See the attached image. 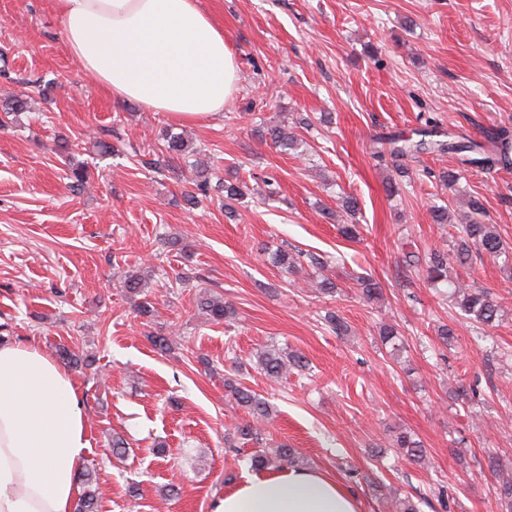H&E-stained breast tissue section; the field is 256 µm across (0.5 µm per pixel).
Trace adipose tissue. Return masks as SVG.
I'll use <instances>...</instances> for the list:
<instances>
[{"label": "adipose tissue", "instance_id": "adipose-tissue-1", "mask_svg": "<svg viewBox=\"0 0 512 512\" xmlns=\"http://www.w3.org/2000/svg\"><path fill=\"white\" fill-rule=\"evenodd\" d=\"M68 54L113 97L200 123L238 82L224 32L195 0H53ZM89 448L72 373L35 343L0 341V512H74ZM213 512H359L325 472L256 474Z\"/></svg>", "mask_w": 512, "mask_h": 512}]
</instances>
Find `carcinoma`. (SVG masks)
<instances>
[{"label": "carcinoma", "instance_id": "1", "mask_svg": "<svg viewBox=\"0 0 512 512\" xmlns=\"http://www.w3.org/2000/svg\"><path fill=\"white\" fill-rule=\"evenodd\" d=\"M271 140L282 146L291 147L297 143V134L282 126H274L268 130ZM165 148L174 157L193 156L197 149L185 139L181 133L166 132ZM382 150L376 152V157L384 160L391 159L399 174L407 173L405 162L419 154L448 155L455 160L458 168H450L439 174V181L449 191H455L463 171L466 168H478L485 171L512 169V131L501 127L490 133L485 140L475 141L452 131L444 132L436 126L417 129L411 136L401 134L391 135L381 140ZM224 189V212L231 216L235 213L234 203L243 197L242 186L230 180L222 184ZM470 211L468 222L457 225L459 236L455 240L452 254L457 263L467 264L472 260L473 253H481L494 258L508 255L507 248L495 225L482 221L484 207L478 197H470L467 202ZM448 255L436 251L430 253L425 263L427 279L433 284L448 282ZM363 298L372 300L379 297L381 288L373 278L359 276L356 278ZM451 302L468 320L481 326L492 328L499 324L502 318V308L490 292L475 288L471 285L455 284L450 295ZM199 307L209 320L220 322L230 319L235 314L231 305L217 295L205 294L200 297ZM257 366L265 375L283 377L292 369L305 368L304 357L297 353H288L275 346H266L257 354ZM225 388L236 405L246 409L255 421L270 418L269 406L259 395L243 385L230 379L225 380ZM398 447L405 449L407 457L419 461L423 457L421 441L407 433L396 437ZM297 459L293 448L280 447L274 454L257 451L250 457V464L256 470L276 469L283 462L293 463ZM489 470L498 475L497 494L505 506L512 510V478L499 473L498 463L488 460ZM84 490L78 499L75 512H99L101 492L98 484L90 474L83 475Z\"/></svg>", "mask_w": 512, "mask_h": 512}]
</instances>
